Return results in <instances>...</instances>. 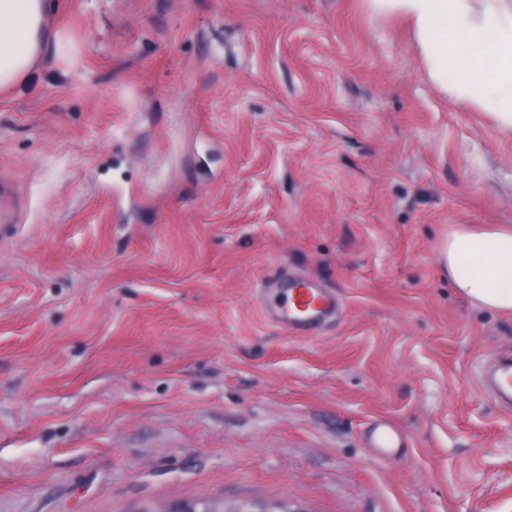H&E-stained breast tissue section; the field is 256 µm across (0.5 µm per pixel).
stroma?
<instances>
[{
  "label": "stroma",
  "mask_w": 512,
  "mask_h": 512,
  "mask_svg": "<svg viewBox=\"0 0 512 512\" xmlns=\"http://www.w3.org/2000/svg\"><path fill=\"white\" fill-rule=\"evenodd\" d=\"M0 91V512H512V315L443 247L512 225V132L367 0H56ZM342 309L308 336L256 288ZM384 420L398 455L369 439ZM22 213V207L14 191L2 182L0 189V234L7 236L18 224ZM273 293L271 303H265L268 293ZM260 301L267 317L278 323L290 334L316 331L336 316V296L304 276H292L266 282L259 289ZM480 383L496 401L512 406V357L495 361L486 373L481 375Z\"/></svg>",
  "instance_id": "obj_1"
}]
</instances>
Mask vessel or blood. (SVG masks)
Returning a JSON list of instances; mask_svg holds the SVG:
<instances>
[{"label":"vessel or blood","mask_w":512,"mask_h":512,"mask_svg":"<svg viewBox=\"0 0 512 512\" xmlns=\"http://www.w3.org/2000/svg\"><path fill=\"white\" fill-rule=\"evenodd\" d=\"M22 207L10 187L0 188V234H10L21 218ZM260 295H271V303L264 311L288 333L303 334L314 331L335 317L336 297L313 280L304 276L286 277L262 284ZM480 383L496 401L512 406V357L495 361Z\"/></svg>","instance_id":"b4317fda"}]
</instances>
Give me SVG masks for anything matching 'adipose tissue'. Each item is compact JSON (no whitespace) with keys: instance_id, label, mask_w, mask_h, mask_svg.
I'll list each match as a JSON object with an SVG mask.
<instances>
[{"instance_id":"ef3b65f1","label":"adipose tissue","mask_w":512,"mask_h":512,"mask_svg":"<svg viewBox=\"0 0 512 512\" xmlns=\"http://www.w3.org/2000/svg\"><path fill=\"white\" fill-rule=\"evenodd\" d=\"M407 18L431 77L461 72L452 90L483 100L512 130V0H369ZM53 0H0V89L24 82L53 38ZM448 274L471 303L512 313V228L461 226L444 246Z\"/></svg>"}]
</instances>
